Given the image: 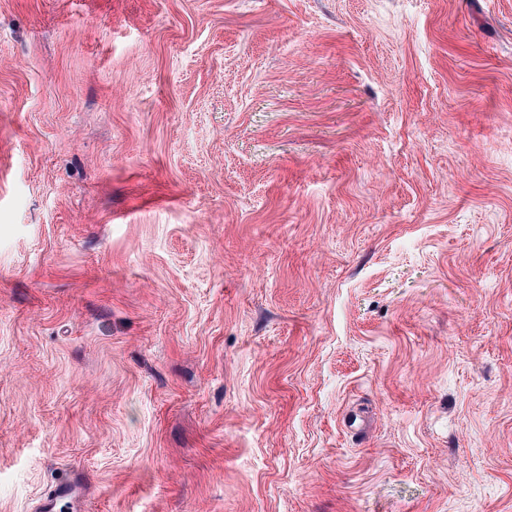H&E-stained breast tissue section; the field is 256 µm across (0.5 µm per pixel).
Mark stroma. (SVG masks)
<instances>
[{
    "label": "stroma",
    "instance_id": "stroma-1",
    "mask_svg": "<svg viewBox=\"0 0 512 512\" xmlns=\"http://www.w3.org/2000/svg\"><path fill=\"white\" fill-rule=\"evenodd\" d=\"M512 512V0H0V512Z\"/></svg>",
    "mask_w": 512,
    "mask_h": 512
}]
</instances>
